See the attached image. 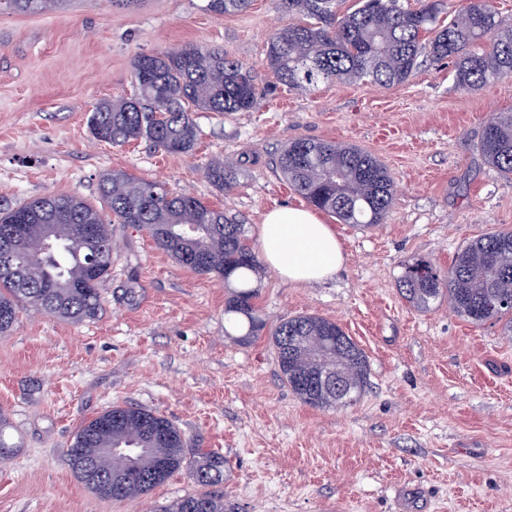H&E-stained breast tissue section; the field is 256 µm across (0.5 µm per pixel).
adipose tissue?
I'll list each match as a JSON object with an SVG mask.
<instances>
[{
    "instance_id": "1",
    "label": "adipose tissue",
    "mask_w": 512,
    "mask_h": 512,
    "mask_svg": "<svg viewBox=\"0 0 512 512\" xmlns=\"http://www.w3.org/2000/svg\"><path fill=\"white\" fill-rule=\"evenodd\" d=\"M259 241L267 266L293 283L326 281L343 264L335 232L305 208L281 205L269 210Z\"/></svg>"
}]
</instances>
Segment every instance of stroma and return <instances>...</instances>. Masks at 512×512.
<instances>
[{
	"instance_id": "obj_1",
	"label": "stroma",
	"mask_w": 512,
	"mask_h": 512,
	"mask_svg": "<svg viewBox=\"0 0 512 512\" xmlns=\"http://www.w3.org/2000/svg\"><path fill=\"white\" fill-rule=\"evenodd\" d=\"M205 4L141 0L125 11L65 0L0 14V208L51 194L99 207L102 176L124 171L235 217L255 247L269 210L305 203L275 166L288 142L357 145L394 178L384 223L322 213L343 250L336 275L295 284L263 268L255 304L268 327L305 314L337 322L367 356L366 390L337 408L303 404L269 333L243 341L225 322L222 278L116 224L95 319L24 310L0 335V413L15 446L0 466V512H150L202 493L184 470L146 500L102 498L76 478L67 446L115 405L160 414L194 451L223 455L224 480L210 491L240 512H512V324L477 326L444 302L421 312L398 291L404 264L445 269L469 240L512 229V183L475 149L486 115L512 110V77L461 89L451 63L428 57L388 89L338 81L299 93L265 65L269 35L290 21L278 0L225 15ZM189 44L255 65L262 107L194 112L189 155L94 141L92 109L132 93L134 58ZM214 156L243 162L229 191L204 176Z\"/></svg>"
}]
</instances>
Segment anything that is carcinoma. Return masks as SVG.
I'll use <instances>...</instances> for the list:
<instances>
[{
  "label": "carcinoma",
  "mask_w": 512,
  "mask_h": 512,
  "mask_svg": "<svg viewBox=\"0 0 512 512\" xmlns=\"http://www.w3.org/2000/svg\"><path fill=\"white\" fill-rule=\"evenodd\" d=\"M251 0H207L206 10L230 14ZM300 21L270 38L266 66L290 90L311 93L336 80L390 87L405 82L421 58L451 61L459 86L486 87L512 74V21L492 0H458L448 23L440 22L443 0H355L342 12L339 0H280ZM61 0H0V12L43 13ZM136 91L129 98L98 103L89 130L98 142L124 145L144 139L171 154H190L198 142L191 109L251 112L264 92L255 66L224 52L186 45L133 61ZM481 157L512 181V111L492 112L476 145ZM288 183L313 207L343 224L370 228L383 223L395 186L388 169L352 145L296 138L276 161ZM237 164L211 159L205 178L218 190L236 184ZM100 193L112 213L101 212L77 195H47L0 211V251L37 242L52 227L55 240L33 254L30 265L0 268V334L8 333L25 304L66 320L92 319L101 310L100 284L112 269L111 224H135L156 248L200 276L217 275L233 286L224 317L246 326L242 339L261 333L254 278L260 261L244 237L243 225L188 193L113 171L102 176ZM401 296L426 311L446 298L455 314L473 324L512 315L500 302L512 300V229H497L460 248L446 270L427 260L407 264L398 280ZM280 373L294 394L313 407L343 404L342 391L356 400L367 386L365 352L340 325L315 315L281 320L271 332ZM337 372V384L310 386L324 366ZM190 442L167 418L150 410L117 405L86 422L65 451L76 477L95 494L129 500L149 496L184 468L208 486L224 478V457L204 452L189 459ZM107 448H149L151 456L122 478L124 466ZM164 462V469L154 461ZM238 512L224 497L208 492L186 497L161 512Z\"/></svg>",
  "instance_id": "carcinoma-1"
}]
</instances>
